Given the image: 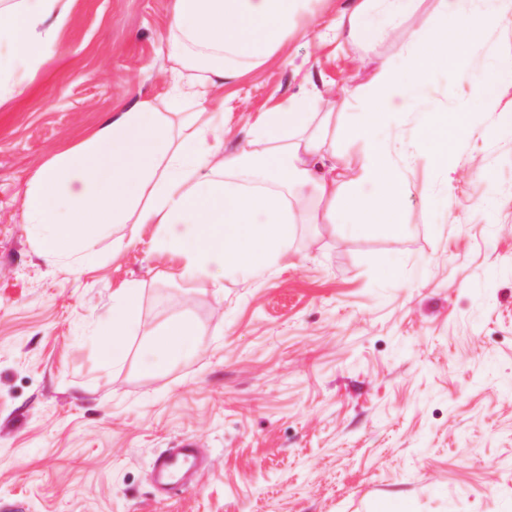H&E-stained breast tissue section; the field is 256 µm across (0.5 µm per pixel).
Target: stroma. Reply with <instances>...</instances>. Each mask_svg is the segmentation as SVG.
<instances>
[{"instance_id":"stroma-1","label":"stroma","mask_w":512,"mask_h":512,"mask_svg":"<svg viewBox=\"0 0 512 512\" xmlns=\"http://www.w3.org/2000/svg\"><path fill=\"white\" fill-rule=\"evenodd\" d=\"M354 0H315L264 64L224 86V151L306 85L317 111L373 94L372 60L410 77L440 0L384 24L370 45L338 24ZM172 0H73L57 45L0 106V501L27 512H512V83L484 104L476 78L512 59V11L474 47L429 66L383 127L404 232L315 224L296 207L289 253L224 291L179 277L153 224H113L94 260L47 258L22 204L54 155L112 106L170 97ZM467 79H460V72ZM448 123L449 162L425 121ZM138 284L119 365L102 356L112 296ZM175 316L196 351L147 370L150 333ZM193 435L210 462L162 498L157 453Z\"/></svg>"}]
</instances>
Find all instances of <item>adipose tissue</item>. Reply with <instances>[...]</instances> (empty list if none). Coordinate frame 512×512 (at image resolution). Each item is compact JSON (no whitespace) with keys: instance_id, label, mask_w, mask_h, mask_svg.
Instances as JSON below:
<instances>
[{"instance_id":"1","label":"adipose tissue","mask_w":512,"mask_h":512,"mask_svg":"<svg viewBox=\"0 0 512 512\" xmlns=\"http://www.w3.org/2000/svg\"><path fill=\"white\" fill-rule=\"evenodd\" d=\"M405 11L413 0H356L340 30L352 42L371 37L380 26L379 2ZM459 0L442 9L421 36L424 62L455 56L489 26L512 0H485L484 10L462 18ZM72 0H11L0 7V104L23 93L27 78L42 65L56 42ZM310 0H172L164 37L181 84L177 102L139 96L113 107L99 131L77 148L45 163L31 179L23 201L27 223L45 255L96 254L106 224H154L157 246L180 255V276L208 278L224 268L259 272L288 256V236L301 200L327 202L324 217L343 219L367 232L384 225L405 228L398 202L401 176L395 158L399 141L380 139L375 130L415 99L416 85L398 87L389 62H379L373 109L353 113L337 130L332 113L311 109L302 90L286 105L262 113L245 148L224 154V114L211 90L254 69L287 36ZM343 134L367 149L349 183L336 178L329 138ZM137 285L112 297V319L101 328L106 361L126 356V338L139 319ZM198 330L186 317L170 319L151 342L157 364L191 355Z\"/></svg>"}]
</instances>
